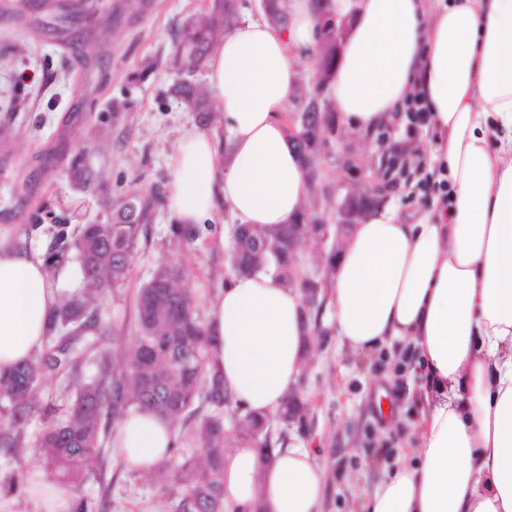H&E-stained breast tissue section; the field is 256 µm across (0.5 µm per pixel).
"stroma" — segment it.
Instances as JSON below:
<instances>
[{"instance_id": "obj_1", "label": "stroma", "mask_w": 512, "mask_h": 512, "mask_svg": "<svg viewBox=\"0 0 512 512\" xmlns=\"http://www.w3.org/2000/svg\"><path fill=\"white\" fill-rule=\"evenodd\" d=\"M139 11L119 0H82L78 17L60 21L52 0H0V139L11 157L0 167V243L45 251L46 229L107 224L112 206L130 196L167 190L169 157L193 128L213 133L219 149L230 135L217 114L202 118L170 94L179 79L173 34L199 16L205 0H140ZM155 62L137 74L142 59ZM123 111H113V104ZM433 134L410 135L392 125L376 135L337 129L320 150L314 193L325 223L352 193L376 188L381 204L416 222L421 194L413 183L384 175L393 149L414 142L427 151ZM81 163L93 184L80 188L69 171ZM231 217L217 210L191 240L176 237L167 203L156 204L132 259L128 279L98 303L114 354L127 352L136 322V295L162 265L181 270L179 288L200 317L233 275L220 242ZM328 305L313 309L309 364L296 392L307 404L302 420L271 421L268 447H317L328 471L322 512H361L363 496L390 472L418 416L426 381L409 348L381 346L361 355L343 346ZM390 402L385 416L382 402ZM88 512H162L156 483L107 454L91 463L81 487Z\"/></svg>"}]
</instances>
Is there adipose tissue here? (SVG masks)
<instances>
[{
    "label": "adipose tissue",
    "instance_id": "obj_1",
    "mask_svg": "<svg viewBox=\"0 0 512 512\" xmlns=\"http://www.w3.org/2000/svg\"><path fill=\"white\" fill-rule=\"evenodd\" d=\"M349 25L327 101L351 132L399 118L414 91L432 112V162L450 204L412 224L369 209L333 268L336 334L364 354L394 341L416 350L424 403L392 473L365 512H512V0H334ZM287 27L244 19L209 60L227 154L201 129L170 159L168 205L192 229L217 206L236 225L296 223L306 169L286 119L301 57L316 60L311 0H289ZM60 291L40 254L0 245V373L42 346ZM212 360L234 402L273 414L307 367L299 289L269 273L233 276L210 304ZM125 466L148 471L172 446L168 421L133 411L112 434ZM327 474L316 449L255 445L224 454L226 512H321Z\"/></svg>",
    "mask_w": 512,
    "mask_h": 512
}]
</instances>
